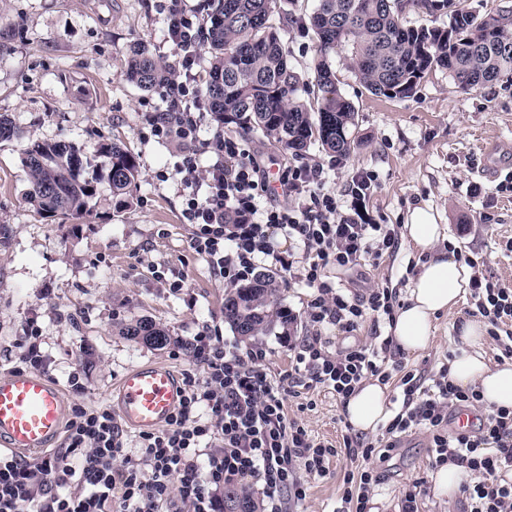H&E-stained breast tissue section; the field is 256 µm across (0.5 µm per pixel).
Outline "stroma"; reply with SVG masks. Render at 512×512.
<instances>
[{
  "label": "stroma",
  "mask_w": 512,
  "mask_h": 512,
  "mask_svg": "<svg viewBox=\"0 0 512 512\" xmlns=\"http://www.w3.org/2000/svg\"><path fill=\"white\" fill-rule=\"evenodd\" d=\"M314 0H290L281 37L289 60L307 76L315 54L311 25ZM149 44L165 65L174 62L166 39V20L155 0H0V115L14 129L0 142V377L10 374L9 352L22 341L24 327L37 318L42 349L49 358L46 377L66 402L115 405L118 382L130 367L161 363L182 373L188 361L168 349H153L120 336L117 326L148 319L170 337L189 338L202 324L247 349L224 321L227 288L194 254L190 229L181 217L180 178L172 174V148L144 133L143 113L161 104L156 93L141 90L125 76L126 49ZM339 87L353 104L355 148L329 173L331 188L346 194L357 173L371 172L378 188L366 200L364 217L373 224H406L416 208L431 209L442 224L441 248H452L482 262L486 275L512 288V191L498 184L512 173V82L463 90L436 70L405 99L368 92L344 55L332 59ZM225 134L244 135L261 153L268 171L331 157L310 146L303 157L283 153L258 133L236 125ZM66 140L94 157L99 143L113 141L134 154L140 176L132 203L113 198L105 171L94 162L86 171L96 195L87 214L49 216L27 199L29 176L21 163L31 143ZM170 170L166 181L156 174ZM409 243L379 264L352 271L330 270L332 280L351 291L382 284L407 293L414 279L408 263L423 264ZM164 271L157 279L156 271ZM183 281L175 292L171 281ZM277 302L292 311L290 325L273 322L261 335L270 351L269 370L288 368V339L306 333L302 316L307 291L280 278ZM468 301L440 315L430 347L404 355L408 366L436 373L453 348L455 327L466 320ZM85 371L86 389L74 396L67 380ZM314 410H300L287 398L288 416L316 437L341 442L343 409L335 396L307 391ZM349 461L339 457L331 474L309 480L303 512H332L340 493L338 472ZM383 476L374 512H399L411 481L432 477L428 436L403 434L386 460H375Z\"/></svg>",
  "instance_id": "stroma-1"
}]
</instances>
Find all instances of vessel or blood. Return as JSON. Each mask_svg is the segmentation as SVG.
Wrapping results in <instances>:
<instances>
[{
    "label": "vessel or blood",
    "instance_id": "b4317fda",
    "mask_svg": "<svg viewBox=\"0 0 512 512\" xmlns=\"http://www.w3.org/2000/svg\"><path fill=\"white\" fill-rule=\"evenodd\" d=\"M182 397L176 373L163 364L134 367L121 378L117 408L143 432L164 426ZM68 406L42 374L22 371L0 378V445L16 452L46 450L60 435Z\"/></svg>",
    "mask_w": 512,
    "mask_h": 512
}]
</instances>
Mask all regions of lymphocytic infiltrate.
I'll return each instance as SVG.
<instances>
[{
	"mask_svg": "<svg viewBox=\"0 0 512 512\" xmlns=\"http://www.w3.org/2000/svg\"><path fill=\"white\" fill-rule=\"evenodd\" d=\"M158 8L177 62L159 86L161 108L145 113L144 124L176 149L188 247L227 287L268 263L308 288V333L289 340L288 368L274 375L265 345L242 352L203 327L185 345L184 396L163 428L133 439L110 406L74 402L60 451L33 459L0 451V512H224L225 487L249 483L261 486L262 512H294L308 479L327 477L342 454L361 466L345 471L333 512H372L382 483L372 464L378 446L349 433L339 446L318 439L287 415L285 400L319 387L344 405L364 382L385 385L395 376L401 403L384 437L427 433L431 467L452 463L471 475L461 487L466 512H512V409L484 405L478 390L453 384L447 368L431 379L407 367L392 337L359 338L365 322H393L398 289L356 294L327 278L328 269H357L400 249L397 225L364 220L374 176L358 175L341 199L323 164L287 166L279 174L283 196L275 198L256 151L217 129L202 107L195 69L202 11L187 0H158ZM279 233L294 250H276ZM464 261L472 270L471 312L488 323L501 357L512 359V288L487 277L472 256ZM334 335L345 346L333 348ZM460 407L482 411L472 433L448 430L449 412Z\"/></svg>",
	"mask_w": 512,
	"mask_h": 512,
	"instance_id": "lymphocytic-infiltrate-1",
	"label": "lymphocytic infiltrate"
}]
</instances>
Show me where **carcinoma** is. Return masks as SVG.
Wrapping results in <instances>:
<instances>
[{
  "label": "carcinoma",
  "mask_w": 512,
  "mask_h": 512,
  "mask_svg": "<svg viewBox=\"0 0 512 512\" xmlns=\"http://www.w3.org/2000/svg\"><path fill=\"white\" fill-rule=\"evenodd\" d=\"M448 24L410 27L394 0H315L311 15L316 53L310 74L313 98L300 95V75L288 60L273 21L278 0H213L204 18L203 40L210 55L205 91L221 123L260 130L286 154L299 156L317 143L339 157L354 149L355 110L341 92L331 57L344 53L360 83L389 98L410 96L432 70L443 69L466 90L512 81V23L505 11L475 14L456 6ZM127 79L144 91L155 89L166 69L148 45L127 52ZM112 195L127 197L139 177L137 159L118 144L96 150ZM28 197L40 213L80 217L95 195L84 177L90 160L69 141L35 143L22 158ZM276 278L261 272L224 301V320L240 336H257L288 313L276 307ZM119 333L152 348L168 344V334L143 319L119 326ZM224 512H257L253 499L237 487L224 489Z\"/></svg>",
  "instance_id": "cac0c4a2"
}]
</instances>
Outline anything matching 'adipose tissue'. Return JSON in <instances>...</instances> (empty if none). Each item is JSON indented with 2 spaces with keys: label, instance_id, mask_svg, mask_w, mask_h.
<instances>
[{
  "label": "adipose tissue",
  "instance_id": "adipose-tissue-1",
  "mask_svg": "<svg viewBox=\"0 0 512 512\" xmlns=\"http://www.w3.org/2000/svg\"><path fill=\"white\" fill-rule=\"evenodd\" d=\"M404 235L428 259L413 281L406 304L398 311L391 328L396 346L404 352L418 353L428 348L433 322L438 313L457 306L467 288L470 269L447 253L436 252L442 227L435 216L418 208L404 227ZM487 327L478 319L465 321L448 363L449 379L462 388L480 391L483 400L498 407H512V363L490 365L481 346ZM345 415L354 431L375 432L390 415L384 386L378 381L366 382L345 407Z\"/></svg>",
  "mask_w": 512,
  "mask_h": 512
}]
</instances>
